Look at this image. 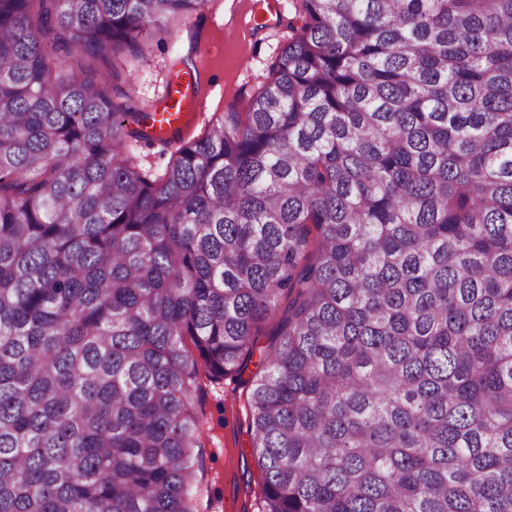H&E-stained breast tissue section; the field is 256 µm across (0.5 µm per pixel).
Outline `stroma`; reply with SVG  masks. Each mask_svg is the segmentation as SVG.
I'll use <instances>...</instances> for the list:
<instances>
[{
  "label": "stroma",
  "instance_id": "stroma-1",
  "mask_svg": "<svg viewBox=\"0 0 512 512\" xmlns=\"http://www.w3.org/2000/svg\"><path fill=\"white\" fill-rule=\"evenodd\" d=\"M298 9V0H210L201 24L170 19L165 30L152 32L146 40L144 57L128 62L134 87L142 97L161 98L171 59L194 44L212 56L204 70L205 96L195 124L213 112L246 111L271 60L287 43L288 23ZM278 332V318L267 319L241 370L204 385L199 410L202 457L196 468L199 512H256L253 490L262 478L249 432L248 398L260 356L276 348Z\"/></svg>",
  "mask_w": 512,
  "mask_h": 512
}]
</instances>
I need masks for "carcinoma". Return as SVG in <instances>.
Instances as JSON below:
<instances>
[{"mask_svg": "<svg viewBox=\"0 0 512 512\" xmlns=\"http://www.w3.org/2000/svg\"><path fill=\"white\" fill-rule=\"evenodd\" d=\"M203 2L0 0V512H198L199 365L284 299L258 512H512V0H300L161 137L122 59Z\"/></svg>", "mask_w": 512, "mask_h": 512, "instance_id": "carcinoma-1", "label": "carcinoma"}]
</instances>
